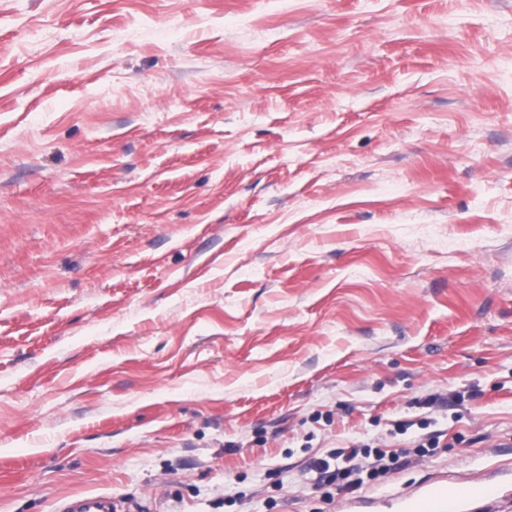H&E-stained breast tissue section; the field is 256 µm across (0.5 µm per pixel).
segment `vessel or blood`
I'll use <instances>...</instances> for the list:
<instances>
[{"label":"vessel or blood","mask_w":512,"mask_h":512,"mask_svg":"<svg viewBox=\"0 0 512 512\" xmlns=\"http://www.w3.org/2000/svg\"><path fill=\"white\" fill-rule=\"evenodd\" d=\"M402 512H460L466 502H479L482 512H500L511 501L500 482L470 484L467 477L455 482L435 477L420 484L415 491L396 497ZM57 512H132L131 505L107 494H80L64 499Z\"/></svg>","instance_id":"vessel-or-blood-1"}]
</instances>
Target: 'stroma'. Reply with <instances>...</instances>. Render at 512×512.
<instances>
[{
    "label": "stroma",
    "mask_w": 512,
    "mask_h": 512,
    "mask_svg": "<svg viewBox=\"0 0 512 512\" xmlns=\"http://www.w3.org/2000/svg\"><path fill=\"white\" fill-rule=\"evenodd\" d=\"M381 436L367 512L512 466V0H0V512H337ZM380 445H352L331 453L328 459H311L306 465V474L310 475L315 487L338 483L350 491L360 488L365 482L382 481L397 468L399 458ZM329 459L334 461L332 470ZM107 494H80L64 499L56 512H131L134 505Z\"/></svg>",
    "instance_id": "35a3bbf8"
}]
</instances>
